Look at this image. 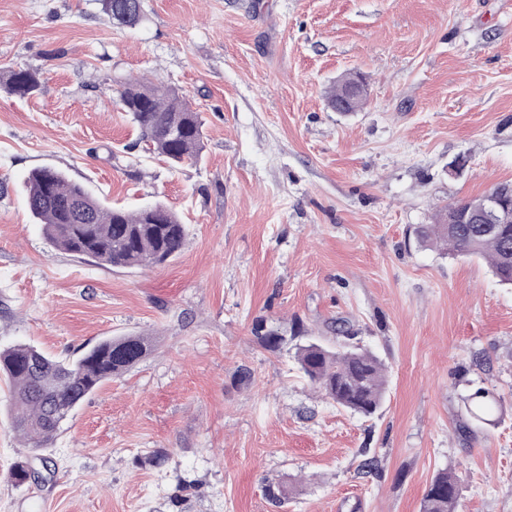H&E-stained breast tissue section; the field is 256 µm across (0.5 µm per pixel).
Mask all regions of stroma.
<instances>
[{"instance_id":"35a3bbf8","label":"stroma","mask_w":512,"mask_h":512,"mask_svg":"<svg viewBox=\"0 0 512 512\" xmlns=\"http://www.w3.org/2000/svg\"><path fill=\"white\" fill-rule=\"evenodd\" d=\"M0 0V349L69 356L145 336L131 370L45 448L0 380V512H421L461 477V512H512V288L486 260L418 242L441 207L512 182V0ZM366 103L330 107L346 74ZM164 82L198 112L200 161L139 148L117 81ZM50 166L109 203L185 224L170 261L106 269L50 247L24 181ZM281 336L363 346L388 393L326 399ZM501 399L496 425L463 396ZM164 457L154 464L152 454ZM26 463L39 480L14 484ZM102 10L113 25L136 27L144 17L143 0H100ZM19 95H33L39 91L40 82L37 72L30 69H17L8 71L4 77L0 75V82ZM462 402L468 417L476 421H487V417L495 411L497 403L494 395L483 387H478L464 396ZM460 484L461 477L456 472H438L425 490L421 512H457Z\"/></svg>"}]
</instances>
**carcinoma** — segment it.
Masks as SVG:
<instances>
[{"mask_svg":"<svg viewBox=\"0 0 512 512\" xmlns=\"http://www.w3.org/2000/svg\"><path fill=\"white\" fill-rule=\"evenodd\" d=\"M112 24L133 28L144 17L143 0H101ZM4 84L19 95L39 91L37 72L8 71ZM365 96L343 97V83L329 96L331 107L359 110ZM117 102L150 143L148 151L172 168L201 159L203 124L172 86L129 80L117 89ZM26 206L42 225L45 238L60 251L91 259L103 267H151L178 254L186 227L178 215L156 203L136 211L110 206L61 170L44 167L27 177ZM440 211L437 223L417 231L419 241L456 257L486 259L503 285L512 286V224H450ZM144 336L109 338L76 359H60L32 344L0 350V374L12 384L13 429L29 447L42 448L60 431V418L70 417L104 381L118 377L146 355ZM295 358L310 383L337 406L365 416L374 414L386 395L384 363L370 350L340 345L334 349L313 341L296 345ZM469 418L483 421L496 399L483 387L462 398ZM461 477L440 471L430 481L421 512H458Z\"/></svg>","mask_w":512,"mask_h":512,"instance_id":"cac0c4a2","label":"carcinoma"}]
</instances>
